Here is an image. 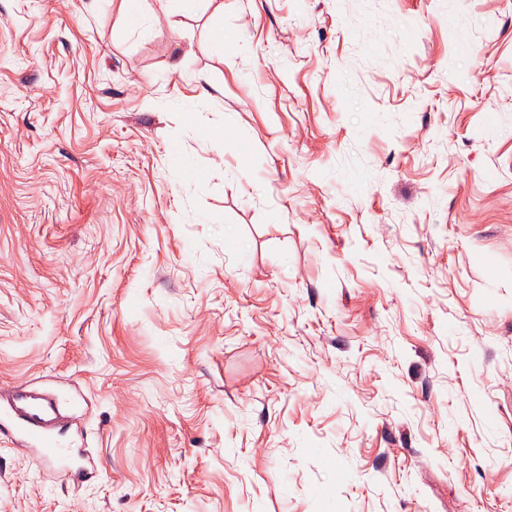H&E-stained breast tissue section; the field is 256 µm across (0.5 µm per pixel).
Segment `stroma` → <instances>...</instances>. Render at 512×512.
Here are the masks:
<instances>
[{
    "mask_svg": "<svg viewBox=\"0 0 512 512\" xmlns=\"http://www.w3.org/2000/svg\"><path fill=\"white\" fill-rule=\"evenodd\" d=\"M89 3L0 0V395L99 473L0 512H512V0ZM202 3L206 9H212L213 18H223V0H120V13L126 22L132 24L128 25L132 29L144 22L154 27L163 21L170 22L177 15H194Z\"/></svg>",
    "mask_w": 512,
    "mask_h": 512,
    "instance_id": "stroma-1",
    "label": "stroma"
}]
</instances>
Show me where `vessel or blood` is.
<instances>
[{
    "instance_id": "vessel-or-blood-1",
    "label": "vessel or blood",
    "mask_w": 512,
    "mask_h": 512,
    "mask_svg": "<svg viewBox=\"0 0 512 512\" xmlns=\"http://www.w3.org/2000/svg\"><path fill=\"white\" fill-rule=\"evenodd\" d=\"M54 402L20 391L11 401L0 404V434L15 436L50 467H59L66 480L79 482L95 475L98 461L80 449L63 445L56 433Z\"/></svg>"
}]
</instances>
